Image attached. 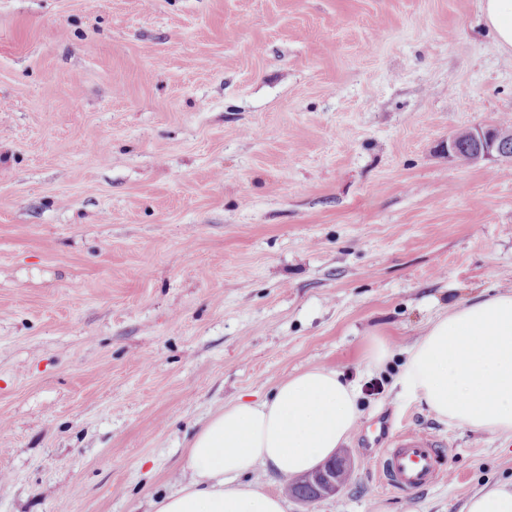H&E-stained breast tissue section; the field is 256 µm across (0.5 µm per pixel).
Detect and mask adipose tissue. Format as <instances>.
<instances>
[{
  "label": "adipose tissue",
  "mask_w": 512,
  "mask_h": 512,
  "mask_svg": "<svg viewBox=\"0 0 512 512\" xmlns=\"http://www.w3.org/2000/svg\"><path fill=\"white\" fill-rule=\"evenodd\" d=\"M399 383L439 421L512 433V290L466 300L429 324ZM357 397L341 373L314 367L267 399L225 407L190 444V480L157 512H285L284 500L249 482V474L313 469L356 429Z\"/></svg>",
  "instance_id": "ef3b65f1"
}]
</instances>
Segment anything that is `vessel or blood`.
<instances>
[{"instance_id":"1","label":"vessel or blood","mask_w":512,"mask_h":512,"mask_svg":"<svg viewBox=\"0 0 512 512\" xmlns=\"http://www.w3.org/2000/svg\"><path fill=\"white\" fill-rule=\"evenodd\" d=\"M369 458L384 486L413 492L425 488L444 475L447 443L423 431L391 432L384 421H376L365 438Z\"/></svg>"}]
</instances>
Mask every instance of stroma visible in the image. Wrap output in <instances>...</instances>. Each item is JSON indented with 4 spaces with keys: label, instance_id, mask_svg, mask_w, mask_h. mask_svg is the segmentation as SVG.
<instances>
[{
    "label": "stroma",
    "instance_id": "35a3bbf8",
    "mask_svg": "<svg viewBox=\"0 0 512 512\" xmlns=\"http://www.w3.org/2000/svg\"><path fill=\"white\" fill-rule=\"evenodd\" d=\"M506 114L481 0H0V512H156L213 414L316 366L358 388L355 469L286 512L511 484L512 433L398 384L430 320L512 289V160L448 158ZM380 417L449 477L377 486Z\"/></svg>",
    "mask_w": 512,
    "mask_h": 512
}]
</instances>
